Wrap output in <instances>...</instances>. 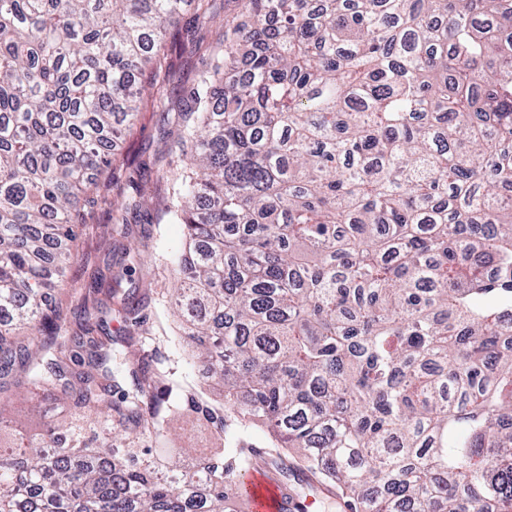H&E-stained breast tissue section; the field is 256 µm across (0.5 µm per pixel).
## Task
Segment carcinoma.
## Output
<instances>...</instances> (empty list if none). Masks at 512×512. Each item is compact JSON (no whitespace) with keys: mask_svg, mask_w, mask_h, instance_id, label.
Returning <instances> with one entry per match:
<instances>
[{"mask_svg":"<svg viewBox=\"0 0 512 512\" xmlns=\"http://www.w3.org/2000/svg\"><path fill=\"white\" fill-rule=\"evenodd\" d=\"M190 1L0 0V393L103 415L95 448L52 419L0 441V512H225L253 464L123 462L117 432L224 416L45 309ZM238 2L168 207L185 345L348 512H512V0Z\"/></svg>","mask_w":512,"mask_h":512,"instance_id":"cac0c4a2","label":"carcinoma"}]
</instances>
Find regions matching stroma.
I'll return each mask as SVG.
<instances>
[{"mask_svg":"<svg viewBox=\"0 0 512 512\" xmlns=\"http://www.w3.org/2000/svg\"><path fill=\"white\" fill-rule=\"evenodd\" d=\"M237 10L236 0H210L206 16L190 10L177 22L181 47L157 76L164 102L159 107H140L123 134L112 166L89 192L83 204L86 225L73 245L76 260L61 295L73 322L84 310L90 282L135 289L140 304L162 313L144 326L141 357L148 359L159 352L169 356L178 377L192 385L199 369L185 351L172 316L163 313L168 290L174 285V261L184 243L182 225L168 215L169 181L183 171L176 140L182 126L193 121L186 96L224 41V18ZM237 443L267 449L266 470L293 494L294 512H346L336 504V489L327 486L313 507H305V489L293 475L277 472L273 463L280 457L286 465L295 466L294 453L274 451L272 435L261 424L243 427L230 419L219 435L195 417L176 416L152 446L164 457L196 458Z\"/></svg>","mask_w":512,"mask_h":512,"instance_id":"35a3bbf8","label":"stroma"}]
</instances>
